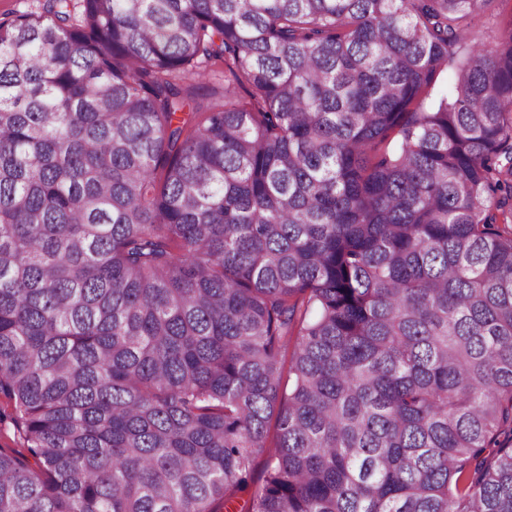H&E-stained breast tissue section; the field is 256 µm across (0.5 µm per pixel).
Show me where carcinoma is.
<instances>
[{"label":"carcinoma","mask_w":512,"mask_h":512,"mask_svg":"<svg viewBox=\"0 0 512 512\" xmlns=\"http://www.w3.org/2000/svg\"><path fill=\"white\" fill-rule=\"evenodd\" d=\"M511 2L0 20V512H512ZM500 11L501 14L493 23L485 19L475 22L470 31V39L476 42L489 41L499 31L506 29L510 18V5L501 6ZM267 457L268 453L266 450L260 451L254 455L252 462L253 479L250 481L247 492L239 494L238 498L235 500V512H243L241 510H246L250 506L253 495L261 489Z\"/></svg>","instance_id":"carcinoma-1"}]
</instances>
